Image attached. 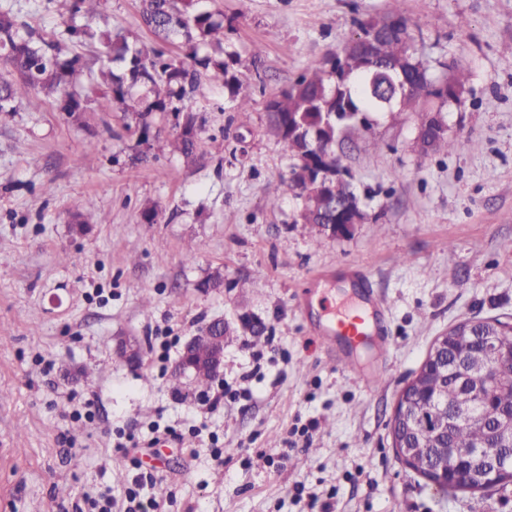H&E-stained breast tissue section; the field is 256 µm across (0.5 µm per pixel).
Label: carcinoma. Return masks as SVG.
<instances>
[{"mask_svg": "<svg viewBox=\"0 0 512 512\" xmlns=\"http://www.w3.org/2000/svg\"><path fill=\"white\" fill-rule=\"evenodd\" d=\"M201 0H140L142 24L161 43L180 44L186 59H177L156 48L139 46L128 37L97 30L86 24L70 25L69 40L96 44L101 60L109 67L100 70L103 87L102 107L113 112L136 115L139 140L149 142L159 136L156 118L171 115L180 128L171 142L173 150L188 163L197 155L196 118L175 106L197 80L195 66L212 69L224 77L230 89L234 109L245 112L250 107L249 94L241 92V78L255 60H244L224 49V21L200 6ZM207 53L198 56L200 48ZM0 59L11 68L0 76V113L16 111V104L33 101L40 95L55 96L68 117L80 119L86 112V100L68 91L69 78L81 64L79 56H69L61 43L45 37L26 24L11 9L0 6ZM192 63H187V60ZM237 72L228 74V63ZM457 77L436 82L418 55L408 19L399 11L376 20L361 22L342 54L313 63L280 96L266 105L269 126L287 144L296 160L293 176L283 183L282 193L304 199L298 214L302 224H334L336 208L333 198L353 192L346 184L339 192L323 185L306 183L303 171L308 161L324 170L344 166V141L361 136L371 127L357 121V115L391 111L387 101L404 97L405 108L415 111L444 112L458 102L467 72L460 61L455 63ZM429 149L454 151L459 142L448 137V130L436 128L429 134ZM449 355L459 363L469 360L473 341L448 337ZM418 399L412 412L418 424L408 439L409 452L415 463L413 472L425 474L424 466L448 474L447 449L459 452V461L475 475L483 474L486 462L469 455V450L486 447L492 458L512 448V442L492 438L478 425L448 423L453 412L470 403L469 393L458 387L453 378L441 381L431 372L415 375ZM512 411V383L496 390L483 404L486 424Z\"/></svg>", "mask_w": 512, "mask_h": 512, "instance_id": "cac0c4a2", "label": "carcinoma"}]
</instances>
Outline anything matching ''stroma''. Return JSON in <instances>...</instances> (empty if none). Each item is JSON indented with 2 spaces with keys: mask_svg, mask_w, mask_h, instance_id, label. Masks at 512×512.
I'll use <instances>...</instances> for the list:
<instances>
[{
  "mask_svg": "<svg viewBox=\"0 0 512 512\" xmlns=\"http://www.w3.org/2000/svg\"><path fill=\"white\" fill-rule=\"evenodd\" d=\"M0 4L59 39L72 8ZM204 4L224 16L227 51L257 56L259 74L243 84L252 98L243 116L223 78L200 72L182 102L198 117L197 164L168 146L173 120L143 143L132 117L99 107L88 44L68 46L90 64L74 79L89 98L80 120L52 97L0 114V512H73L83 494L106 490L123 512L134 458L161 480L158 512H311L300 489L333 512H512V485L437 493L406 471L389 433L398 394L437 336L467 318L512 317V0ZM396 5L421 22L436 80L453 59L468 64L445 112L460 146L420 152L419 113L396 123L373 115L345 160L366 219L329 238L296 223L302 199L280 192L294 160L265 105ZM100 12L153 46L138 0H101ZM349 267L386 306L393 346L349 347L347 371L311 340L319 313L301 292L322 276L333 305L354 306ZM214 274L223 288L202 289ZM244 315L266 331L225 337L224 402L201 414L199 388L173 385L174 366L210 320L237 328ZM121 336L140 340L137 363L117 355ZM83 405L90 417L73 418ZM200 422L221 459L181 443ZM154 424L176 434L149 448L141 434Z\"/></svg>",
  "mask_w": 512,
  "mask_h": 512,
  "instance_id": "obj_1",
  "label": "stroma"
}]
</instances>
